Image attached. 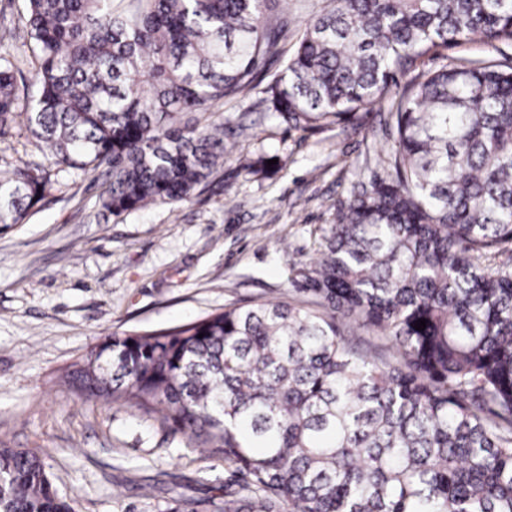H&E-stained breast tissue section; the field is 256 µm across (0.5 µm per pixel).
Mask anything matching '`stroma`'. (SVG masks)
Wrapping results in <instances>:
<instances>
[{
  "label": "stroma",
  "mask_w": 512,
  "mask_h": 512,
  "mask_svg": "<svg viewBox=\"0 0 512 512\" xmlns=\"http://www.w3.org/2000/svg\"><path fill=\"white\" fill-rule=\"evenodd\" d=\"M381 110L326 130L257 119L237 131L219 176L174 205L115 216L100 206L99 175L54 177L25 223L0 228V447L36 451L75 512H171L222 494L231 472L221 456L63 379L112 334L286 293V269L314 258L356 172L386 177ZM261 156L272 173L249 174ZM40 157L23 125L0 136V167Z\"/></svg>",
  "instance_id": "stroma-1"
}]
</instances>
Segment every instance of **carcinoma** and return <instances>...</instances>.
Masks as SVG:
<instances>
[{"instance_id":"carcinoma-1","label":"carcinoma","mask_w":512,"mask_h":512,"mask_svg":"<svg viewBox=\"0 0 512 512\" xmlns=\"http://www.w3.org/2000/svg\"><path fill=\"white\" fill-rule=\"evenodd\" d=\"M280 2L27 0L35 92L0 55V135L23 124L43 162L0 169L3 226L54 171L104 174L117 216L188 200L235 148L243 116L210 112L226 99L301 130L384 102L391 140L390 177L354 184L282 298L114 334L66 384L239 474L172 512H512V256L488 264L512 247V58L444 54L512 45V0H331L288 56ZM0 512L74 507L37 453L0 448ZM500 50L496 51L492 47L487 45L472 43V42H463L448 51H445V54H448L450 57H459V58H483V57H500L501 53L512 56V46H506L498 44Z\"/></svg>"}]
</instances>
